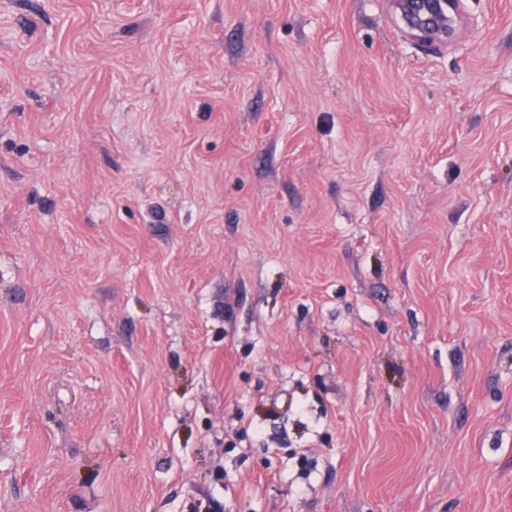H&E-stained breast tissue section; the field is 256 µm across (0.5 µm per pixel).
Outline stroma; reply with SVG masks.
Returning a JSON list of instances; mask_svg holds the SVG:
<instances>
[{"instance_id": "35a3bbf8", "label": "stroma", "mask_w": 512, "mask_h": 512, "mask_svg": "<svg viewBox=\"0 0 512 512\" xmlns=\"http://www.w3.org/2000/svg\"><path fill=\"white\" fill-rule=\"evenodd\" d=\"M0 0V512H512V0Z\"/></svg>"}]
</instances>
